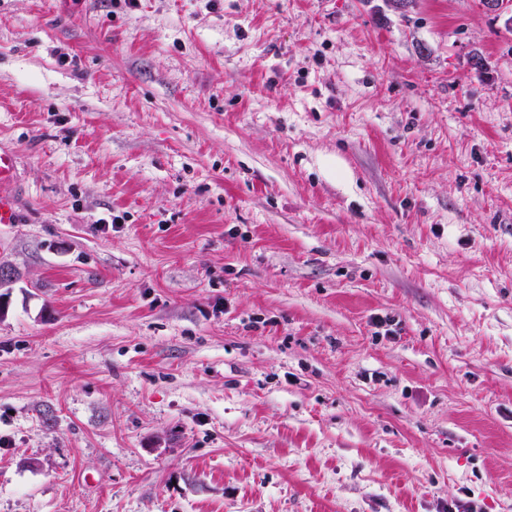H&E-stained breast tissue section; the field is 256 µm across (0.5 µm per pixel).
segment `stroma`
I'll use <instances>...</instances> for the list:
<instances>
[{
  "mask_svg": "<svg viewBox=\"0 0 512 512\" xmlns=\"http://www.w3.org/2000/svg\"><path fill=\"white\" fill-rule=\"evenodd\" d=\"M0 149V512H512L479 0H0Z\"/></svg>",
  "mask_w": 512,
  "mask_h": 512,
  "instance_id": "obj_1",
  "label": "stroma"
}]
</instances>
